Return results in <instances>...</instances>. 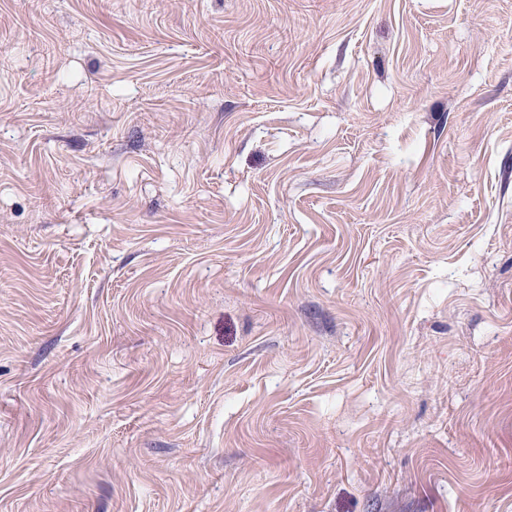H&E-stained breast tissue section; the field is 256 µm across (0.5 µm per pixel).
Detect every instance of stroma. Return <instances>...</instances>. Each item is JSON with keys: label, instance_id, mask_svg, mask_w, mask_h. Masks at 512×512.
Here are the masks:
<instances>
[{"label": "stroma", "instance_id": "1", "mask_svg": "<svg viewBox=\"0 0 512 512\" xmlns=\"http://www.w3.org/2000/svg\"><path fill=\"white\" fill-rule=\"evenodd\" d=\"M0 512H512V0H0Z\"/></svg>", "mask_w": 512, "mask_h": 512}]
</instances>
